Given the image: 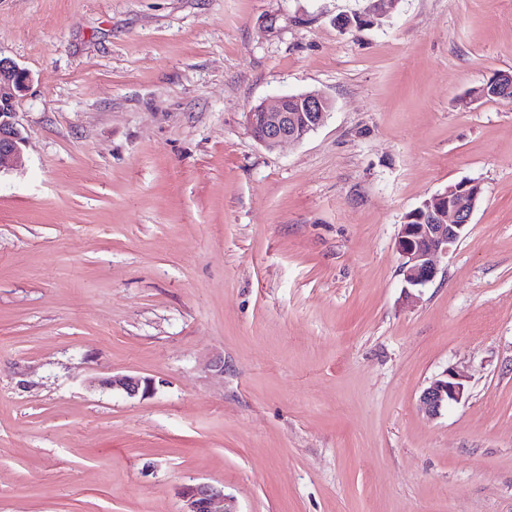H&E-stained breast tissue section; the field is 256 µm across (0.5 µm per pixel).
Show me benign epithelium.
<instances>
[{"label":"benign epithelium","instance_id":"1","mask_svg":"<svg viewBox=\"0 0 512 512\" xmlns=\"http://www.w3.org/2000/svg\"><path fill=\"white\" fill-rule=\"evenodd\" d=\"M397 0H372L361 16L371 24ZM31 82V75L15 62L0 57V172L22 163L23 137L19 128L17 103ZM333 108L322 94L309 91L276 98L271 106L258 105L246 114L256 140L272 150L286 142H299L319 128ZM482 193L478 181H462L425 200L401 225L397 250L403 258L405 282L418 289L432 282L438 273V258L446 256L466 235L467 226ZM128 397H146L152 381L137 375H116L104 380ZM466 393V376L450 367L425 387L418 399L420 410L431 420L441 416L451 403ZM181 512H236L224 490L209 484L186 485L180 492Z\"/></svg>","mask_w":512,"mask_h":512}]
</instances>
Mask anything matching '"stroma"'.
Listing matches in <instances>:
<instances>
[{"label": "stroma", "mask_w": 512, "mask_h": 512, "mask_svg": "<svg viewBox=\"0 0 512 512\" xmlns=\"http://www.w3.org/2000/svg\"><path fill=\"white\" fill-rule=\"evenodd\" d=\"M0 0V512H512V0ZM334 103L276 150L246 114ZM479 181L406 299L397 237ZM467 378L435 420L448 367ZM150 378L127 397L103 378ZM31 80L25 69L0 56V172L22 163L24 138L19 128L17 103ZM467 377L453 367H448L439 377L425 387L418 399L420 410L431 420L441 416L451 403L461 402L466 393ZM181 512H237L224 490L209 484L186 485L180 492Z\"/></svg>", "instance_id": "stroma-1"}]
</instances>
